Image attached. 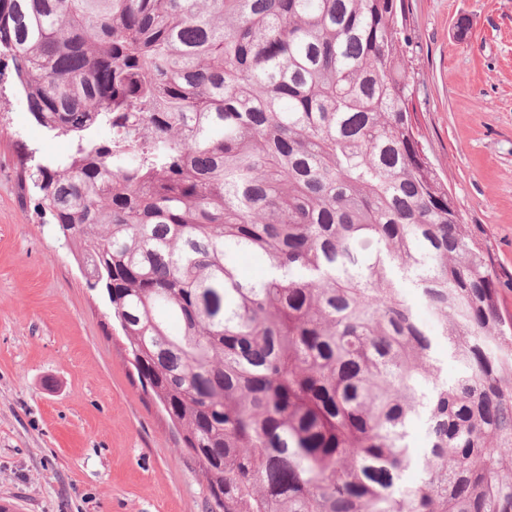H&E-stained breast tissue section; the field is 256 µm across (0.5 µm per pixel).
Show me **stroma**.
<instances>
[{
    "label": "stroma",
    "instance_id": "obj_1",
    "mask_svg": "<svg viewBox=\"0 0 512 512\" xmlns=\"http://www.w3.org/2000/svg\"><path fill=\"white\" fill-rule=\"evenodd\" d=\"M415 119L512 316V0H408ZM47 136L0 99V503L14 512H211L207 481L77 259L19 186L17 141Z\"/></svg>",
    "mask_w": 512,
    "mask_h": 512
}]
</instances>
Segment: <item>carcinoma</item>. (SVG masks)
<instances>
[{"label": "carcinoma", "mask_w": 512, "mask_h": 512, "mask_svg": "<svg viewBox=\"0 0 512 512\" xmlns=\"http://www.w3.org/2000/svg\"><path fill=\"white\" fill-rule=\"evenodd\" d=\"M411 43L405 0H0V73L71 145L19 143L20 186L211 512H512V319L418 139Z\"/></svg>", "instance_id": "1"}]
</instances>
